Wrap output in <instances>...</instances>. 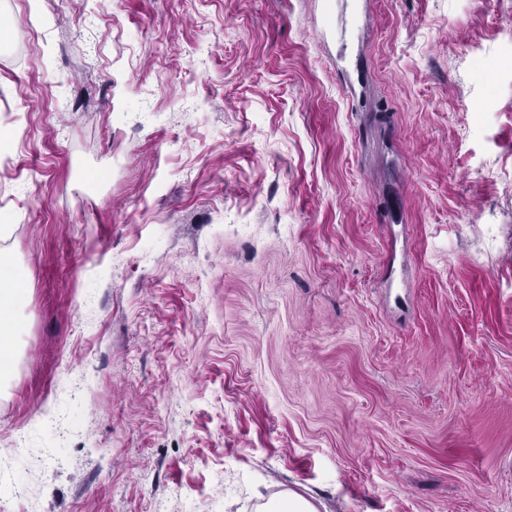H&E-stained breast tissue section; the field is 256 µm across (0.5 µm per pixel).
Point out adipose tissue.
<instances>
[{
  "mask_svg": "<svg viewBox=\"0 0 512 512\" xmlns=\"http://www.w3.org/2000/svg\"><path fill=\"white\" fill-rule=\"evenodd\" d=\"M24 275L11 251L0 249V382L10 380L15 371L17 338L23 329L21 309L26 301Z\"/></svg>",
  "mask_w": 512,
  "mask_h": 512,
  "instance_id": "ef3b65f1",
  "label": "adipose tissue"
}]
</instances>
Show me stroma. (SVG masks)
Listing matches in <instances>:
<instances>
[{
  "instance_id": "obj_1",
  "label": "stroma",
  "mask_w": 512,
  "mask_h": 512,
  "mask_svg": "<svg viewBox=\"0 0 512 512\" xmlns=\"http://www.w3.org/2000/svg\"><path fill=\"white\" fill-rule=\"evenodd\" d=\"M1 12L13 512H512V0ZM9 250L0 249V384L10 380L15 371L17 336L23 329L21 309L27 291L24 275ZM261 512H318L317 507L305 498L288 491L263 503Z\"/></svg>"
}]
</instances>
